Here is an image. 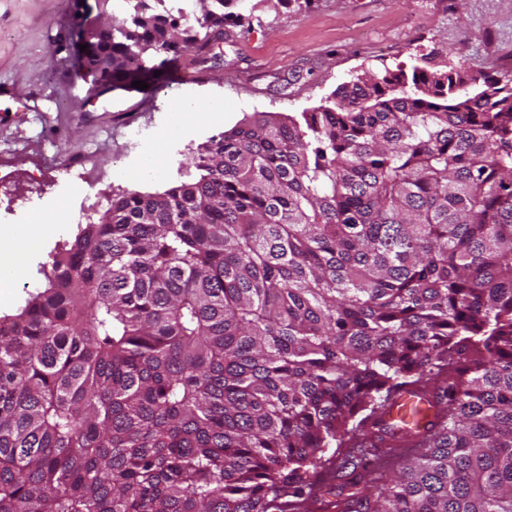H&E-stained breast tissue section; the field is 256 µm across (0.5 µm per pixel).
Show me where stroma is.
<instances>
[{
	"mask_svg": "<svg viewBox=\"0 0 512 512\" xmlns=\"http://www.w3.org/2000/svg\"><path fill=\"white\" fill-rule=\"evenodd\" d=\"M98 15L95 0H0V168L11 174L0 187V225L54 227L0 297L1 316L43 288L42 267L78 232L62 221L80 202L72 172L94 179L88 213L96 217L118 191L186 181L191 151L244 115L299 114L363 71L407 70L428 53L439 62L465 57L476 74L512 71V0H259L249 19L203 50L150 57L157 70L177 66L189 80L138 110L123 92H93L75 51L55 49L57 36ZM199 96L214 101L221 121L170 108ZM134 128L153 151L133 144Z\"/></svg>",
	"mask_w": 512,
	"mask_h": 512,
	"instance_id": "stroma-1",
	"label": "stroma"
}]
</instances>
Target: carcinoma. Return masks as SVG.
Returning a JSON list of instances; mask_svg holds the SVG:
<instances>
[{
	"label": "carcinoma",
	"mask_w": 512,
	"mask_h": 512,
	"mask_svg": "<svg viewBox=\"0 0 512 512\" xmlns=\"http://www.w3.org/2000/svg\"><path fill=\"white\" fill-rule=\"evenodd\" d=\"M124 2L96 82L254 9ZM421 61L244 117L52 257L0 316V512H306L314 474L336 512H512V78ZM407 388L424 434L383 419Z\"/></svg>",
	"instance_id": "cac0c4a2"
}]
</instances>
